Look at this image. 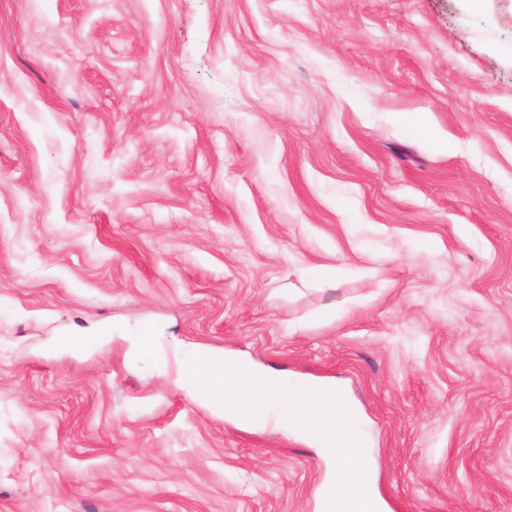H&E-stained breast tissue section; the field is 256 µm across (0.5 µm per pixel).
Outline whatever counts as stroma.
<instances>
[{
	"instance_id": "1",
	"label": "stroma",
	"mask_w": 512,
	"mask_h": 512,
	"mask_svg": "<svg viewBox=\"0 0 512 512\" xmlns=\"http://www.w3.org/2000/svg\"><path fill=\"white\" fill-rule=\"evenodd\" d=\"M197 344L340 386L385 512H512V0H0V512H318Z\"/></svg>"
}]
</instances>
